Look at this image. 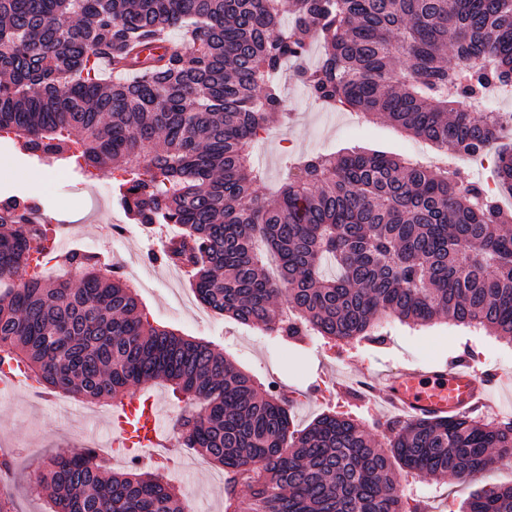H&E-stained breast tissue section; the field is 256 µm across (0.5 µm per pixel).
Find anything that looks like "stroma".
Here are the masks:
<instances>
[{
    "instance_id": "1",
    "label": "stroma",
    "mask_w": 512,
    "mask_h": 512,
    "mask_svg": "<svg viewBox=\"0 0 512 512\" xmlns=\"http://www.w3.org/2000/svg\"><path fill=\"white\" fill-rule=\"evenodd\" d=\"M283 90L290 118L257 140L253 158L264 171L263 182L254 187L265 197L287 174L291 158L302 153H335L359 146L408 156L415 152L438 155L449 170L471 181L486 183L491 172L475 158L462 162L452 150L434 148L392 128L383 120L361 118L348 112H326L311 105L304 88L284 75ZM27 194L42 203V212L58 229L65 249L99 254L107 265L120 268L121 276L135 286L151 324L166 326L178 334L210 341L225 359L259 383L277 377L284 390L301 395L291 410L295 426H308L321 414L333 411L363 422L378 444L386 438L379 422L391 412L381 402H361L334 393V386L374 371L395 368L409 361L443 364L475 353L478 370L498 373L492 400L482 408L485 420L512 418V342L485 330L456 326L439 320L426 326H410L393 320L378 332L381 342L365 340L328 342L312 336L298 344L270 336L256 326L205 311L192 299L187 280L176 281L171 265L157 261L163 225L148 230L130 223L112 193V171L95 176L81 173L75 163L47 167L16 151L9 138L0 137V194ZM125 225L127 235L115 238L111 227ZM113 402H97L62 393L32 395L20 387L0 397V443L15 449V474L8 484L19 512H49L46 491L30 486L29 476L48 457L85 448L96 434H110ZM177 466H165L169 482L184 494L185 512H224V471L200 452L171 446ZM411 498L423 501L427 512H458L470 494L486 484H512V460L492 464L474 479L400 473Z\"/></svg>"
}]
</instances>
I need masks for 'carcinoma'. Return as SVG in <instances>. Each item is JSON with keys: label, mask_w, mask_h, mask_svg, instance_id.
Listing matches in <instances>:
<instances>
[{"label": "carcinoma", "mask_w": 512, "mask_h": 512, "mask_svg": "<svg viewBox=\"0 0 512 512\" xmlns=\"http://www.w3.org/2000/svg\"><path fill=\"white\" fill-rule=\"evenodd\" d=\"M174 28L182 47L162 46ZM288 62L325 108L493 152L495 191L348 150L304 154L276 194L255 195L264 173L251 149L288 120ZM489 95L512 96V0H0V133L87 176L111 167L130 220L181 227L166 256L189 269L198 300L277 336L369 339L382 318L445 317L512 339V211L499 202L512 196V145L492 115L465 107ZM38 211L32 197L0 198V362L96 400L168 382L188 408L182 446L229 475L225 512H423L395 466L465 480L493 464L492 448L512 458L508 418L388 419L380 448L334 413L296 428L288 399L210 343L152 325L97 255L66 253L82 278H56L39 256L57 230ZM90 457L55 455L37 471L53 512H183L161 475ZM465 512H512V486L483 488Z\"/></svg>", "instance_id": "1"}]
</instances>
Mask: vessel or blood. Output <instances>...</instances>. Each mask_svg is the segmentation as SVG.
Returning <instances> with one entry per match:
<instances>
[{"mask_svg":"<svg viewBox=\"0 0 512 512\" xmlns=\"http://www.w3.org/2000/svg\"><path fill=\"white\" fill-rule=\"evenodd\" d=\"M359 388L376 394L398 417L406 420L458 417L475 411L490 396L485 376L469 364L425 366L410 363L357 379ZM112 428L120 439L156 447L165 432L153 402L129 395L112 414Z\"/></svg>","mask_w":512,"mask_h":512,"instance_id":"b4317fda","label":"vessel or blood"}]
</instances>
